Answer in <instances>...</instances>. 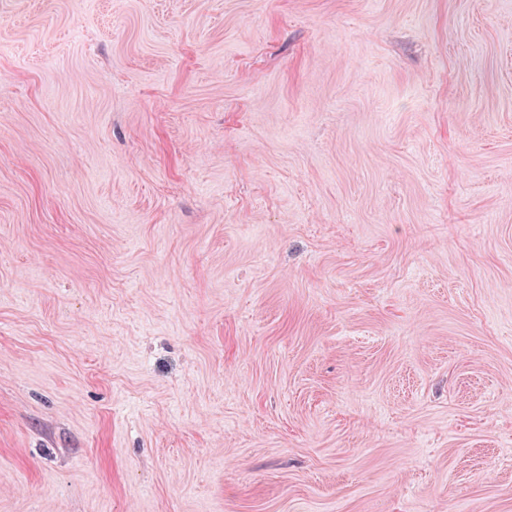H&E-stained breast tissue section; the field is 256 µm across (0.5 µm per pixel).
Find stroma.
Listing matches in <instances>:
<instances>
[{
    "label": "stroma",
    "mask_w": 512,
    "mask_h": 512,
    "mask_svg": "<svg viewBox=\"0 0 512 512\" xmlns=\"http://www.w3.org/2000/svg\"><path fill=\"white\" fill-rule=\"evenodd\" d=\"M0 512H512V0H0Z\"/></svg>",
    "instance_id": "35a3bbf8"
}]
</instances>
